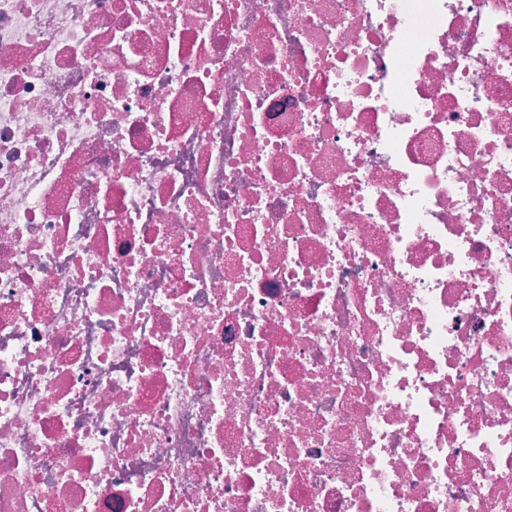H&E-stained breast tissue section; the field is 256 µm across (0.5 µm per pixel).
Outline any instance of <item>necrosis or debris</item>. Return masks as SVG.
<instances>
[{"label": "necrosis or debris", "mask_w": 512, "mask_h": 512, "mask_svg": "<svg viewBox=\"0 0 512 512\" xmlns=\"http://www.w3.org/2000/svg\"><path fill=\"white\" fill-rule=\"evenodd\" d=\"M0 512H512V0H0Z\"/></svg>", "instance_id": "1"}]
</instances>
